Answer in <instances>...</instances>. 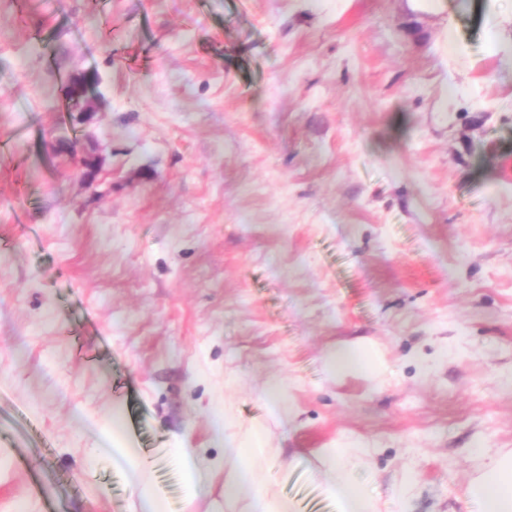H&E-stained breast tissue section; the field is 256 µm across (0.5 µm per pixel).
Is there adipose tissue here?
I'll list each match as a JSON object with an SVG mask.
<instances>
[{
	"label": "adipose tissue",
	"mask_w": 512,
	"mask_h": 512,
	"mask_svg": "<svg viewBox=\"0 0 512 512\" xmlns=\"http://www.w3.org/2000/svg\"><path fill=\"white\" fill-rule=\"evenodd\" d=\"M385 366L380 352L371 345L356 343L327 352L323 368L332 377L360 373L379 376ZM267 438L262 426H252L245 437L228 432L224 435V500L244 502L243 512H296L294 503L279 497L263 477L269 470ZM478 463V473L464 490L466 512H512V455L487 456L483 444L469 450ZM324 468L315 480L336 504V512H386L380 500L365 484L357 482L353 471L360 462V450L352 444L326 449Z\"/></svg>",
	"instance_id": "ef3b65f1"
}]
</instances>
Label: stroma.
<instances>
[{
	"label": "stroma",
	"mask_w": 512,
	"mask_h": 512,
	"mask_svg": "<svg viewBox=\"0 0 512 512\" xmlns=\"http://www.w3.org/2000/svg\"><path fill=\"white\" fill-rule=\"evenodd\" d=\"M359 341L385 374L328 377ZM117 408L169 512H241L226 415L298 512L343 439L390 512H464L512 449V0H0V512H133ZM176 456L183 466L189 484L195 490L204 489L210 481L212 468L201 463L195 455L186 448H177Z\"/></svg>",
	"instance_id": "1"
}]
</instances>
